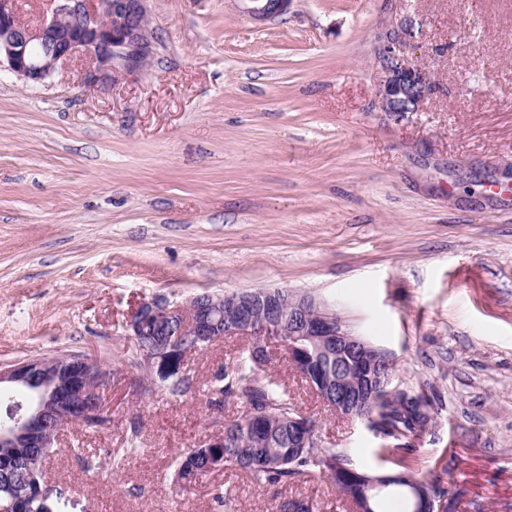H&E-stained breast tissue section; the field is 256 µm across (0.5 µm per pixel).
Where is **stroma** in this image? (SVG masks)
<instances>
[{
    "mask_svg": "<svg viewBox=\"0 0 512 512\" xmlns=\"http://www.w3.org/2000/svg\"><path fill=\"white\" fill-rule=\"evenodd\" d=\"M421 20L414 59L439 88L423 111L374 107L378 38ZM152 53L85 82L78 57L31 85L0 73V365L101 359L107 427L65 428L49 478L69 512H269L272 492L224 469L187 490L175 456L243 405L207 401L241 339L191 356L188 393L143 394L129 364L136 304L256 288L309 293L386 352L394 384L440 396L415 477L454 512H512V0H291L263 24L240 0H149ZM275 370L324 446L399 471L273 344ZM121 468L105 448L130 431ZM284 497L352 512L315 474Z\"/></svg>",
    "mask_w": 512,
    "mask_h": 512,
    "instance_id": "35a3bbf8",
    "label": "stroma"
}]
</instances>
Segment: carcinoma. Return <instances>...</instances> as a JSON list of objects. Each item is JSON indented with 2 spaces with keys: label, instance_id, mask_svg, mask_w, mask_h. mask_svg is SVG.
<instances>
[{
  "label": "carcinoma",
  "instance_id": "carcinoma-1",
  "mask_svg": "<svg viewBox=\"0 0 512 512\" xmlns=\"http://www.w3.org/2000/svg\"><path fill=\"white\" fill-rule=\"evenodd\" d=\"M252 338L239 351L230 371L219 377L226 399H236L249 408V415L224 425L226 434L222 448H191L178 455L176 484L184 490L197 479L210 473L208 462L220 461L219 467L246 472L255 482L274 490L308 477L324 474L338 493L351 501L360 491L355 485L362 471L352 468L350 460L334 448H296L288 431V415L296 410L286 388L267 373L270 346L260 348ZM166 392L181 396L192 387V378L172 374ZM421 398L394 389L393 393L374 405L375 429L392 444L387 454L399 455L407 461L413 452L412 439L427 429V417L421 413ZM14 448L0 447V505L11 506V512H48L46 499L40 493V471L43 458L31 463L25 473L15 471ZM272 512H313L305 499L272 500Z\"/></svg>",
  "mask_w": 512,
  "mask_h": 512
}]
</instances>
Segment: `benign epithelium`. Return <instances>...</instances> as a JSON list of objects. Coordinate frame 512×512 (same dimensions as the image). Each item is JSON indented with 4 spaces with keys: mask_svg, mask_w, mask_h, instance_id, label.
Returning <instances> with one entry per match:
<instances>
[{
    "mask_svg": "<svg viewBox=\"0 0 512 512\" xmlns=\"http://www.w3.org/2000/svg\"><path fill=\"white\" fill-rule=\"evenodd\" d=\"M48 16L37 24L20 20L17 0H0V68L6 67L18 79L43 84L51 79L58 65L76 56H85L94 65L89 80H97L121 65L127 69L143 65L150 55L153 32L146 25L147 0H48ZM245 12L257 21L283 14L290 0H243ZM414 38V23L405 19L389 28L376 51L381 79L375 105L382 112H420L437 86L408 56ZM280 305L279 291L257 289L224 295L195 296L183 305L162 299L141 301L133 310L128 329L136 342L144 343V365L153 381L178 368L171 358L180 338L196 337L206 347L223 336H261L264 341L278 336L288 343V358L295 363L304 357V342L320 351L350 355L362 370L378 363V354L352 334L336 316L310 294L296 296L288 304V330L275 321L256 324L253 313L263 307ZM237 312V318L224 319V309ZM111 371L101 362L79 352H63L54 360L41 357L18 360L0 366V385L19 391L0 410V446L24 448L26 465L52 447L63 422L94 425L107 418L100 389L109 383ZM389 378L385 374L369 379L368 386L341 375L324 382V400L339 414L373 425L369 408ZM288 422L309 430L302 438L303 448L318 445L315 421L299 411ZM388 481L363 480V502L356 512L370 508L371 491ZM413 512H450L451 500L443 497L430 502L411 489Z\"/></svg>",
    "mask_w": 512,
    "mask_h": 512,
    "instance_id": "7a95c632",
    "label": "benign epithelium"
}]
</instances>
